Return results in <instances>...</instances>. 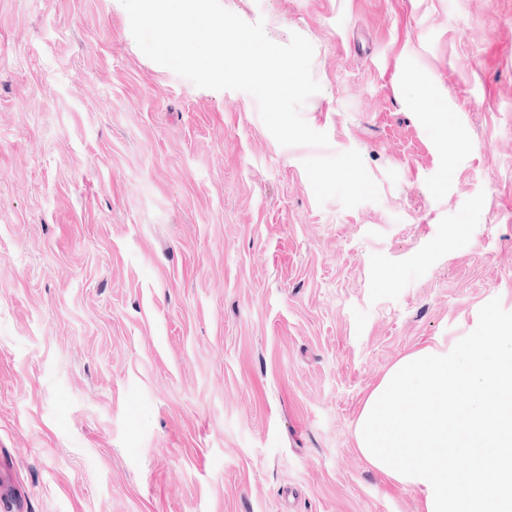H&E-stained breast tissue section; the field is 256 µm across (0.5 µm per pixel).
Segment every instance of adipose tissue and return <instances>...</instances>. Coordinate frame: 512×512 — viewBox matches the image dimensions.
I'll return each instance as SVG.
<instances>
[{
  "label": "adipose tissue",
  "mask_w": 512,
  "mask_h": 512,
  "mask_svg": "<svg viewBox=\"0 0 512 512\" xmlns=\"http://www.w3.org/2000/svg\"><path fill=\"white\" fill-rule=\"evenodd\" d=\"M353 437L370 467L420 494L421 512H512V325L478 315L448 345L398 360ZM490 469L503 479L486 484Z\"/></svg>",
  "instance_id": "adipose-tissue-1"
}]
</instances>
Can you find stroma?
Listing matches in <instances>:
<instances>
[{"label":"stroma","mask_w":512,"mask_h":512,"mask_svg":"<svg viewBox=\"0 0 512 512\" xmlns=\"http://www.w3.org/2000/svg\"><path fill=\"white\" fill-rule=\"evenodd\" d=\"M314 47L281 146L116 0H0V512H418L352 430L512 323V0H221Z\"/></svg>","instance_id":"obj_1"}]
</instances>
